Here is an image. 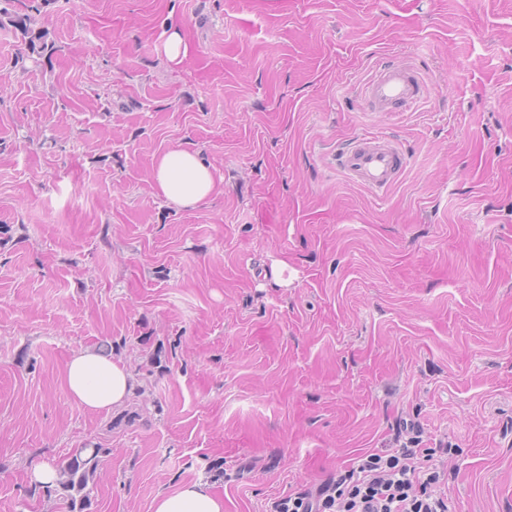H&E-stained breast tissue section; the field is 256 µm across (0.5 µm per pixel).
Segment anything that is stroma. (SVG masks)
I'll return each mask as SVG.
<instances>
[{"instance_id":"obj_1","label":"stroma","mask_w":512,"mask_h":512,"mask_svg":"<svg viewBox=\"0 0 512 512\" xmlns=\"http://www.w3.org/2000/svg\"><path fill=\"white\" fill-rule=\"evenodd\" d=\"M169 15L209 68L167 64ZM37 24V65L0 27V512H59L29 472L88 443V512L187 478L266 512L401 418L451 445L455 512H512V0H49ZM388 59L428 77L417 111L361 97ZM366 131L410 158L381 198L336 170ZM174 146L222 192L157 197ZM103 342L134 388L89 412L58 376Z\"/></svg>"}]
</instances>
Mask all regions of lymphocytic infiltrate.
Returning a JSON list of instances; mask_svg holds the SVG:
<instances>
[{
	"label": "lymphocytic infiltrate",
	"mask_w": 512,
	"mask_h": 512,
	"mask_svg": "<svg viewBox=\"0 0 512 512\" xmlns=\"http://www.w3.org/2000/svg\"><path fill=\"white\" fill-rule=\"evenodd\" d=\"M406 447L367 453L324 485L272 501L268 512H452L448 471L409 424Z\"/></svg>",
	"instance_id": "f902f5d3"
}]
</instances>
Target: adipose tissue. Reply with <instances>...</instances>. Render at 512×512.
Segmentation results:
<instances>
[{
	"instance_id": "ef3b65f1",
	"label": "adipose tissue",
	"mask_w": 512,
	"mask_h": 512,
	"mask_svg": "<svg viewBox=\"0 0 512 512\" xmlns=\"http://www.w3.org/2000/svg\"><path fill=\"white\" fill-rule=\"evenodd\" d=\"M156 196L181 209H193L219 191L213 168L198 152L174 147L157 155L151 171ZM61 383L83 410L122 406L133 386L122 360L85 349L74 352L61 371ZM151 512H224V496L212 483L184 479L158 493Z\"/></svg>"
}]
</instances>
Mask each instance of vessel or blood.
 I'll return each instance as SVG.
<instances>
[{"label": "vessel or blood", "mask_w": 512, "mask_h": 512, "mask_svg": "<svg viewBox=\"0 0 512 512\" xmlns=\"http://www.w3.org/2000/svg\"><path fill=\"white\" fill-rule=\"evenodd\" d=\"M428 82L409 63L387 62L364 87L370 111L394 114L420 102ZM408 167V158L396 142L384 135L361 134L337 149L336 168L351 182L375 193H387Z\"/></svg>", "instance_id": "b4317fda"}]
</instances>
